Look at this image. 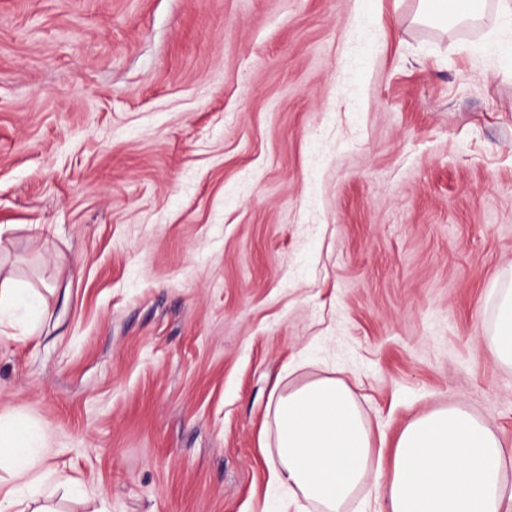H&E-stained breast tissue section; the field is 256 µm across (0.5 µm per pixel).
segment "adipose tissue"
Instances as JSON below:
<instances>
[{
  "instance_id": "adipose-tissue-1",
  "label": "adipose tissue",
  "mask_w": 512,
  "mask_h": 512,
  "mask_svg": "<svg viewBox=\"0 0 512 512\" xmlns=\"http://www.w3.org/2000/svg\"><path fill=\"white\" fill-rule=\"evenodd\" d=\"M491 353L512 367V287L497 291ZM271 480L316 512H346L359 494L386 500L389 512H512V449L482 420L458 406L424 413L400 432L388 468L373 467L370 427L341 380L309 381L273 400ZM41 435L0 417V512H52L39 504Z\"/></svg>"
}]
</instances>
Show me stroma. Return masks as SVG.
<instances>
[{
    "instance_id": "1",
    "label": "stroma",
    "mask_w": 512,
    "mask_h": 512,
    "mask_svg": "<svg viewBox=\"0 0 512 512\" xmlns=\"http://www.w3.org/2000/svg\"><path fill=\"white\" fill-rule=\"evenodd\" d=\"M500 0H0V416L58 512H286L273 390L374 434L459 406L512 448L488 347L512 270ZM474 0H420L421 10L424 16L432 21L445 20L448 16L456 18H475L476 12ZM24 309L29 321L40 315V303L29 291L9 277L0 280V320L2 315L14 314Z\"/></svg>"
}]
</instances>
